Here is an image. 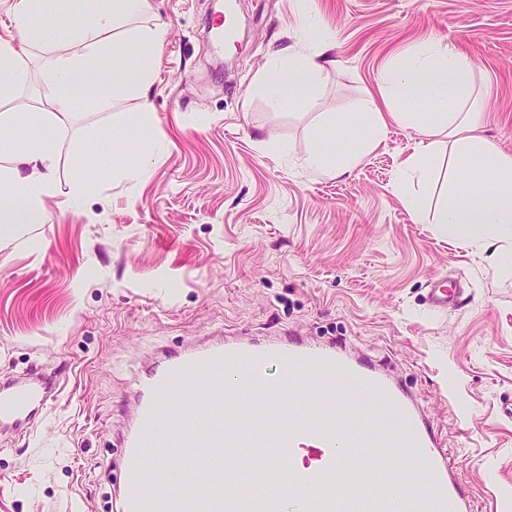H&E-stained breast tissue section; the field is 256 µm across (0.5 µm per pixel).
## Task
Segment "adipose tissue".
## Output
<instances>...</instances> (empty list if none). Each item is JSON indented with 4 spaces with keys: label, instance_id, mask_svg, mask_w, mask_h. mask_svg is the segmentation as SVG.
<instances>
[{
    "label": "adipose tissue",
    "instance_id": "ef3b65f1",
    "mask_svg": "<svg viewBox=\"0 0 512 512\" xmlns=\"http://www.w3.org/2000/svg\"><path fill=\"white\" fill-rule=\"evenodd\" d=\"M86 22L77 42L68 47L66 21L51 29L36 27L35 20L53 0H14L13 24L17 38H0V224L18 227L45 221L47 199L58 193V138L72 118L76 101L105 109L126 98L143 99L151 69L97 66L95 60L109 45L144 43L161 48L167 27L156 22L141 25L149 15V0H76ZM51 40L61 52L44 72L46 87L35 111H21L13 102L16 90L29 78L27 58L32 45ZM322 65L315 55L274 56L262 75L264 89L282 106H302ZM472 61L463 53L440 44L408 51L387 71L381 96H367L364 111L351 115L330 113L316 127V139L342 131L363 132V139L345 157V167L358 163L364 152L378 145L388 121L406 122L421 135L414 152L403 163L400 190L412 181H426L432 172L434 137L453 144L448 167L456 173L445 203L431 217L444 235L464 242L512 245V154L501 151L477 134L483 111L467 109L473 92ZM484 159L495 186L485 194L467 176L477 159Z\"/></svg>",
    "mask_w": 512,
    "mask_h": 512
}]
</instances>
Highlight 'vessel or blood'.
<instances>
[{
    "label": "vessel or blood",
    "instance_id": "b4317fda",
    "mask_svg": "<svg viewBox=\"0 0 512 512\" xmlns=\"http://www.w3.org/2000/svg\"><path fill=\"white\" fill-rule=\"evenodd\" d=\"M307 367L318 374L298 388L291 374ZM56 386L37 372L1 382L0 431L33 424ZM135 392L117 512H470L428 416L336 346L204 344L157 364ZM308 392L316 407L303 403ZM290 448L316 461L305 490L244 486L246 473L283 476ZM390 448L410 449L427 490L387 476Z\"/></svg>",
    "mask_w": 512,
    "mask_h": 512
}]
</instances>
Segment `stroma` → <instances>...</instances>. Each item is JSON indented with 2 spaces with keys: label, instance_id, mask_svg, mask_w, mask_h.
I'll list each match as a JSON object with an SVG mask.
<instances>
[{
  "label": "stroma",
  "instance_id": "obj_1",
  "mask_svg": "<svg viewBox=\"0 0 512 512\" xmlns=\"http://www.w3.org/2000/svg\"><path fill=\"white\" fill-rule=\"evenodd\" d=\"M160 51L111 48L101 66L149 65L139 99L77 103L59 142L46 221L0 231V379L30 367L57 396L34 433L0 434V512H115L134 377L217 338L343 345L396 378L429 416L471 512H512V253L415 222L396 176L418 132L387 135L341 173L303 161L325 112H355L398 54L431 42L474 64L479 134L512 152V0H235L238 40L204 34L217 0H150ZM320 53L308 102L275 106L260 77L275 52ZM92 158L80 168L77 151ZM142 160L137 181L114 156ZM83 210L63 202L76 177ZM440 284L456 295L429 305Z\"/></svg>",
  "mask_w": 512,
  "mask_h": 512
}]
</instances>
